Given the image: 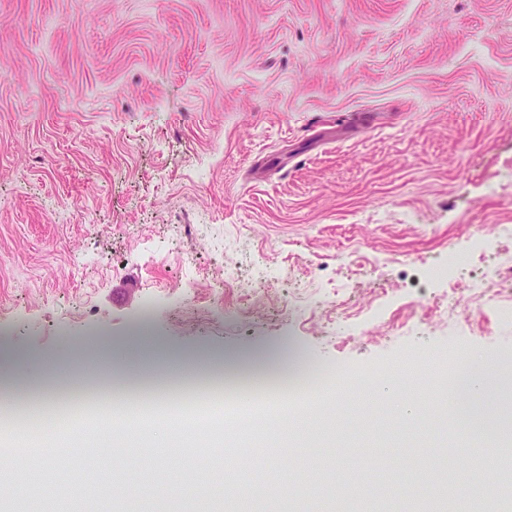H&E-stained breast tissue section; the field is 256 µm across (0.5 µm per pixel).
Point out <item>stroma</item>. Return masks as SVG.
<instances>
[{"mask_svg":"<svg viewBox=\"0 0 512 512\" xmlns=\"http://www.w3.org/2000/svg\"><path fill=\"white\" fill-rule=\"evenodd\" d=\"M460 245L464 288L512 254V0H0V368L23 410L36 383L300 354L337 391L237 442L278 450L262 502L300 488L296 512H322L350 493L337 438L385 464L374 407L462 435L461 355L496 378L512 359V318L443 309L428 270ZM40 404L47 458L0 459V499L25 472L68 481L73 436ZM119 434L154 492L113 481L116 451L112 512H210L194 459L223 458L224 429Z\"/></svg>","mask_w":512,"mask_h":512,"instance_id":"1","label":"stroma"}]
</instances>
